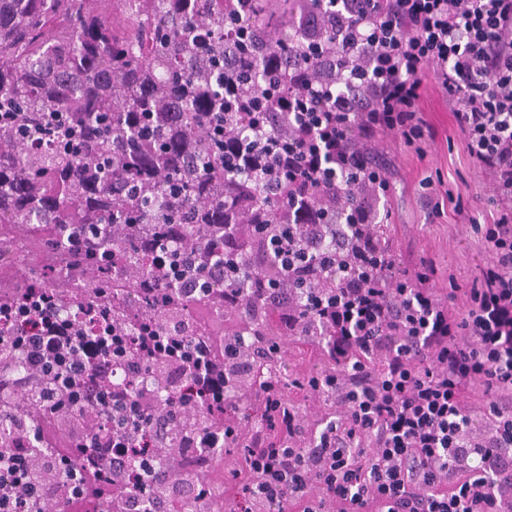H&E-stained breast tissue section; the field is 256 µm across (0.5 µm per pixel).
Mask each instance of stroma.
Listing matches in <instances>:
<instances>
[{"mask_svg":"<svg viewBox=\"0 0 512 512\" xmlns=\"http://www.w3.org/2000/svg\"><path fill=\"white\" fill-rule=\"evenodd\" d=\"M419 109L436 133L425 153L392 139L379 146L393 162L387 203L390 217L384 229L403 266L414 267L424 258L434 262L435 292L444 300L452 287L466 288L490 260L489 246L471 224L492 223L495 207L479 169L465 151L448 110V95L435 79H428ZM278 342L280 374L288 383L284 397L289 407L317 421L328 411V404L306 397L297 384L327 367L318 341L313 336H282Z\"/></svg>","mask_w":512,"mask_h":512,"instance_id":"obj_1","label":"stroma"}]
</instances>
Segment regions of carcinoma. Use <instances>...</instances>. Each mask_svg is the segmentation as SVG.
Instances as JSON below:
<instances>
[{
  "label": "carcinoma",
  "instance_id": "1",
  "mask_svg": "<svg viewBox=\"0 0 512 512\" xmlns=\"http://www.w3.org/2000/svg\"><path fill=\"white\" fill-rule=\"evenodd\" d=\"M0 0V241L14 224L68 269L70 288L40 308L45 284L24 279L0 307L30 298L0 340V369L28 371L19 336L43 314L86 334L98 326L102 357L123 372L113 382L84 362L77 389L57 381L65 402L41 409L43 393H0V449L34 458L29 480L64 500L99 484L102 452L78 457L79 480L53 456L91 432L135 439L121 476L125 512H213L207 478L216 451L171 469L168 453L213 437L246 457L247 436L224 437V414L208 409L212 374L246 418L262 411L251 367L265 375L281 359L268 334L274 312L247 319L224 304L242 278L224 275V0ZM203 278L211 292L187 296L179 277ZM260 333V348L238 346ZM148 392L152 410L139 396ZM147 488L146 494L139 489Z\"/></svg>",
  "mask_w": 512,
  "mask_h": 512
}]
</instances>
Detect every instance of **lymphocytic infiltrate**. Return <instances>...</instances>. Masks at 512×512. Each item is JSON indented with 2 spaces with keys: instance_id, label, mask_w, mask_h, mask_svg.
<instances>
[{
  "instance_id": "f902f5d3",
  "label": "lymphocytic infiltrate",
  "mask_w": 512,
  "mask_h": 512,
  "mask_svg": "<svg viewBox=\"0 0 512 512\" xmlns=\"http://www.w3.org/2000/svg\"><path fill=\"white\" fill-rule=\"evenodd\" d=\"M226 97L244 60L261 72L245 111L224 115V165L263 191L267 213L242 199L224 227V255L253 271L255 294L288 334L328 329L335 367L311 392L341 412L307 434L299 412L267 389L263 425L249 434L269 512H512V0H336L281 9L280 0H228ZM301 33L285 54L269 30ZM438 84L500 207L484 238L493 257L459 317L430 287L436 269L402 266L379 232L391 192L380 138L434 137L418 102L421 71ZM275 264L277 278L261 271ZM67 322L31 325L27 363L70 358L81 379L89 343L69 352ZM475 383L488 407L462 396ZM308 436L305 448L277 438Z\"/></svg>"
}]
</instances>
